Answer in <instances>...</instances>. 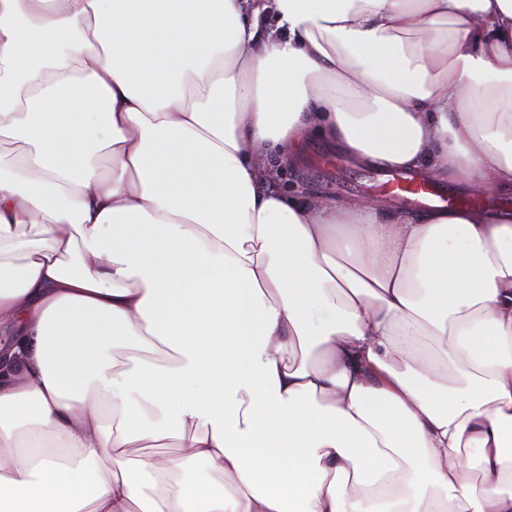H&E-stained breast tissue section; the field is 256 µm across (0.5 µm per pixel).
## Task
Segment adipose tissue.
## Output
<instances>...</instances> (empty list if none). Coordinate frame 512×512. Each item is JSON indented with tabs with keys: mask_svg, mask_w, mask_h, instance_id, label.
Masks as SVG:
<instances>
[{
	"mask_svg": "<svg viewBox=\"0 0 512 512\" xmlns=\"http://www.w3.org/2000/svg\"><path fill=\"white\" fill-rule=\"evenodd\" d=\"M314 139L512 193V0H0V512H512V212L276 189Z\"/></svg>",
	"mask_w": 512,
	"mask_h": 512,
	"instance_id": "obj_1",
	"label": "adipose tissue"
}]
</instances>
